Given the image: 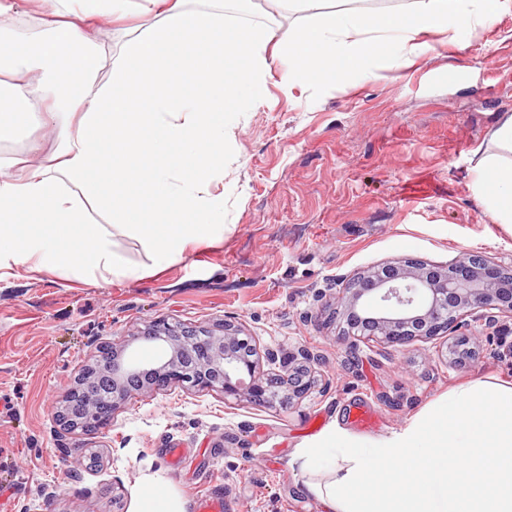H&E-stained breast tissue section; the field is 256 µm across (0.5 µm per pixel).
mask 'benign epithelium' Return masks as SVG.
Here are the masks:
<instances>
[{"label":"benign epithelium","instance_id":"1","mask_svg":"<svg viewBox=\"0 0 512 512\" xmlns=\"http://www.w3.org/2000/svg\"><path fill=\"white\" fill-rule=\"evenodd\" d=\"M341 340L355 347L363 340L404 346L434 340L469 325L475 318L494 325L512 319V265L486 255L464 253L449 265L420 259L387 261L357 273L336 289ZM156 346L155 361L139 357L134 343ZM462 336L448 346L462 362L475 356ZM319 358L306 350L288 356V376L256 375V345L240 326L226 321L218 330L156 321L129 339L112 341L100 359L78 374L65 404L56 411L63 430L106 427L133 391L150 392L172 383L219 390L239 403L291 405L310 389L311 366Z\"/></svg>","mask_w":512,"mask_h":512}]
</instances>
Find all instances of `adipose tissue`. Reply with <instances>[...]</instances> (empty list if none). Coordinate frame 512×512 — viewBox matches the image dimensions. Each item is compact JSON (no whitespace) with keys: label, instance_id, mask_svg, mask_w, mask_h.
<instances>
[{"label":"adipose tissue","instance_id":"adipose-tissue-1","mask_svg":"<svg viewBox=\"0 0 512 512\" xmlns=\"http://www.w3.org/2000/svg\"><path fill=\"white\" fill-rule=\"evenodd\" d=\"M184 0H36L43 29L0 49L11 100L0 141L34 106L56 139L49 165L0 156V280L42 268L102 280L144 271L114 249L86 202L137 236L154 268L224 235V143L234 113L260 104L279 66L288 89L327 85L374 64L409 62L422 35L492 25L504 0H416L367 12L336 0H274L308 11L288 38L274 27L184 8ZM111 19L123 59L108 79L97 23ZM472 190L512 228V113L473 152ZM307 492L326 512H512V385L491 379L449 391L401 431L364 442L330 429L299 448Z\"/></svg>","mask_w":512,"mask_h":512}]
</instances>
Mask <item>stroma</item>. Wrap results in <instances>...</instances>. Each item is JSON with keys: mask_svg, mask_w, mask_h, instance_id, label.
Wrapping results in <instances>:
<instances>
[{"mask_svg": "<svg viewBox=\"0 0 512 512\" xmlns=\"http://www.w3.org/2000/svg\"><path fill=\"white\" fill-rule=\"evenodd\" d=\"M426 39L411 64L333 85L291 91L272 71L264 102L233 117L223 240L132 282L25 270L0 281V512H133L147 475L189 505L212 491L232 512H324L294 461L301 445L333 427L385 437L452 387L512 381L510 319L498 331L463 327L481 349L459 367L434 343L347 347L326 303L339 281L394 258L445 265L479 252L512 264V233L471 188L473 151L512 113V8L491 26ZM452 64L460 80L438 81ZM158 320H230L261 350L306 348L323 361L289 406L175 383L132 393L105 429L64 433L55 411L79 369ZM360 405L376 427L352 422ZM172 445L182 470L167 464Z\"/></svg>", "mask_w": 512, "mask_h": 512, "instance_id": "1", "label": "stroma"}]
</instances>
